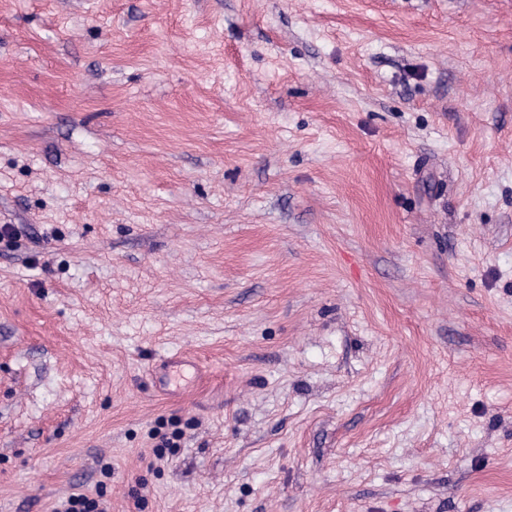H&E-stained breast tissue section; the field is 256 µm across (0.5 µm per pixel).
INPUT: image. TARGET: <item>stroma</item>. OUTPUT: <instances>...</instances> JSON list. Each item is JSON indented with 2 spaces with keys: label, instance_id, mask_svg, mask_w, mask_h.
Returning a JSON list of instances; mask_svg holds the SVG:
<instances>
[{
  "label": "stroma",
  "instance_id": "obj_1",
  "mask_svg": "<svg viewBox=\"0 0 512 512\" xmlns=\"http://www.w3.org/2000/svg\"><path fill=\"white\" fill-rule=\"evenodd\" d=\"M0 512H512V0H0Z\"/></svg>",
  "mask_w": 512,
  "mask_h": 512
}]
</instances>
